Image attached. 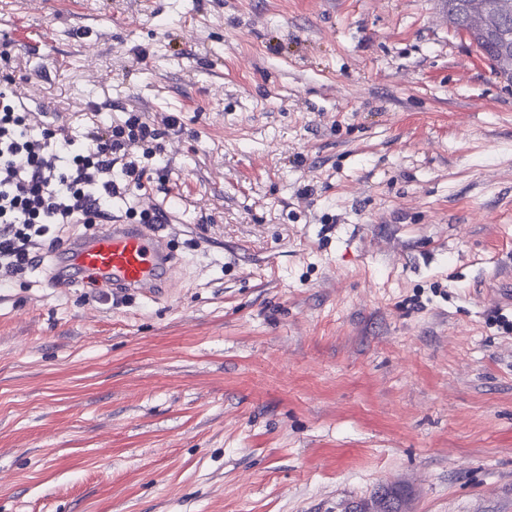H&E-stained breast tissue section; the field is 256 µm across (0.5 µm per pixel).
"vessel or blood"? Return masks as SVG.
I'll return each instance as SVG.
<instances>
[{"label": "vessel or blood", "mask_w": 512, "mask_h": 512, "mask_svg": "<svg viewBox=\"0 0 512 512\" xmlns=\"http://www.w3.org/2000/svg\"><path fill=\"white\" fill-rule=\"evenodd\" d=\"M66 268L55 274L54 289L105 283L113 292L159 299L170 294L181 268L168 239L147 224H106L87 238L63 245Z\"/></svg>", "instance_id": "1"}]
</instances>
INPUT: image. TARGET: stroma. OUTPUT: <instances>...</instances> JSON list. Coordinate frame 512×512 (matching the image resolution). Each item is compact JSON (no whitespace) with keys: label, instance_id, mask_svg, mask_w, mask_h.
Returning <instances> with one entry per match:
<instances>
[{"label":"stroma","instance_id":"stroma-1","mask_svg":"<svg viewBox=\"0 0 512 512\" xmlns=\"http://www.w3.org/2000/svg\"><path fill=\"white\" fill-rule=\"evenodd\" d=\"M17 94L162 127L171 296L0 286V512H512V87L440 0H0Z\"/></svg>","mask_w":512,"mask_h":512}]
</instances>
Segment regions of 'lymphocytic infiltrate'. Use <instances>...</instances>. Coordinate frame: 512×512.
Listing matches in <instances>:
<instances>
[{
	"label": "lymphocytic infiltrate",
	"instance_id": "f902f5d3",
	"mask_svg": "<svg viewBox=\"0 0 512 512\" xmlns=\"http://www.w3.org/2000/svg\"><path fill=\"white\" fill-rule=\"evenodd\" d=\"M160 132L141 113L93 123L83 143L0 89V283L36 269L68 224H109L112 201L146 194Z\"/></svg>",
	"mask_w": 512,
	"mask_h": 512
}]
</instances>
